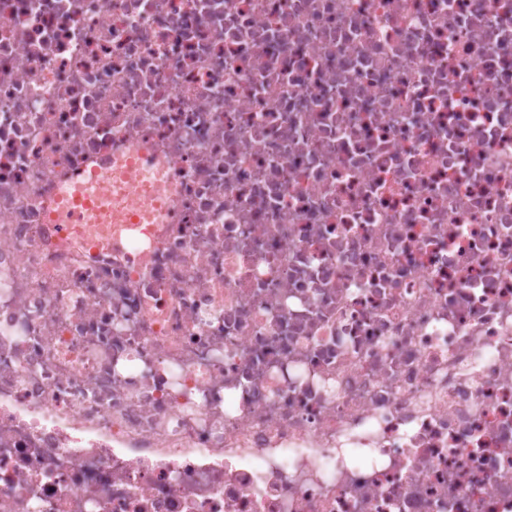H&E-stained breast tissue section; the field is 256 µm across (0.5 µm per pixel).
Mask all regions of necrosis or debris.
<instances>
[{"instance_id": "4bbe7bcc", "label": "necrosis or debris", "mask_w": 512, "mask_h": 512, "mask_svg": "<svg viewBox=\"0 0 512 512\" xmlns=\"http://www.w3.org/2000/svg\"><path fill=\"white\" fill-rule=\"evenodd\" d=\"M0 512H512V0H0ZM101 170V166L99 164H95L91 167L87 177L86 175H80L82 177H86L85 186L81 190L72 193L71 196L64 199L65 206L69 210V213L62 217L61 222L63 224H74L79 222L80 213L82 209L87 206L90 199L89 191L96 184L98 179V172Z\"/></svg>"}]
</instances>
